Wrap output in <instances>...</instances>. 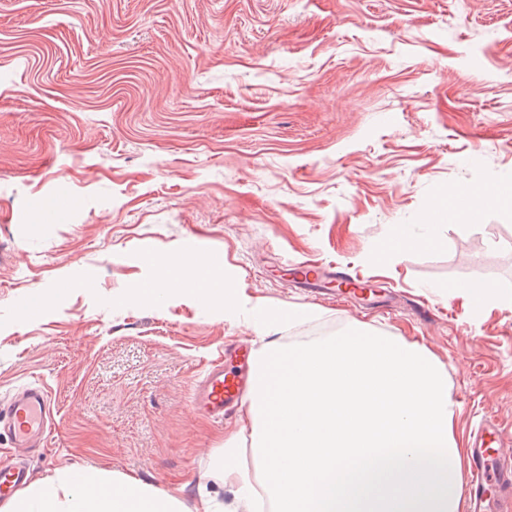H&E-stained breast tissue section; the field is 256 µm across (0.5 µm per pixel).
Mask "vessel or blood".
Here are the masks:
<instances>
[{
  "label": "vessel or blood",
  "mask_w": 512,
  "mask_h": 512,
  "mask_svg": "<svg viewBox=\"0 0 512 512\" xmlns=\"http://www.w3.org/2000/svg\"><path fill=\"white\" fill-rule=\"evenodd\" d=\"M463 212L478 220L480 210L470 193L452 196L447 211H435L436 219ZM297 276L306 282L323 279L341 284L350 280L342 270L330 272L314 265L300 264ZM249 386V376L242 368L214 366L204 383L192 395L194 410L209 417L222 418L226 409L236 404ZM54 402L47 389L32 384L19 389L0 404V423L6 424L18 447H29L44 432L53 411ZM512 433L506 432L495 420H485L478 431L466 462L467 476L464 494L470 512H512ZM28 472L21 462L0 464V498L16 493L26 482Z\"/></svg>",
  "instance_id": "1"
}]
</instances>
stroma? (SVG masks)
<instances>
[{"mask_svg":"<svg viewBox=\"0 0 512 512\" xmlns=\"http://www.w3.org/2000/svg\"><path fill=\"white\" fill-rule=\"evenodd\" d=\"M512 0H0V397L43 383L34 481L74 466L233 494L195 383L235 343L361 327L444 365L465 443L512 430ZM469 190L480 221L437 225ZM206 262L232 313L177 283ZM314 259L387 289L386 311L308 293ZM495 285L472 310L452 288ZM428 305L420 321L410 303ZM303 310L265 335L257 319ZM435 225H428V231L425 237L416 238L408 234L406 229L399 225L395 236L390 240L388 249L391 251H397L400 247L407 249L415 244H433L439 239V234L435 230Z\"/></svg>","mask_w":512,"mask_h":512,"instance_id":"1","label":"stroma"}]
</instances>
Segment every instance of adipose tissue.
Segmentation results:
<instances>
[{"mask_svg":"<svg viewBox=\"0 0 512 512\" xmlns=\"http://www.w3.org/2000/svg\"><path fill=\"white\" fill-rule=\"evenodd\" d=\"M181 487L161 491L135 476L116 480L72 468L7 501L0 512H186Z\"/></svg>","mask_w":512,"mask_h":512,"instance_id":"1","label":"adipose tissue"}]
</instances>
